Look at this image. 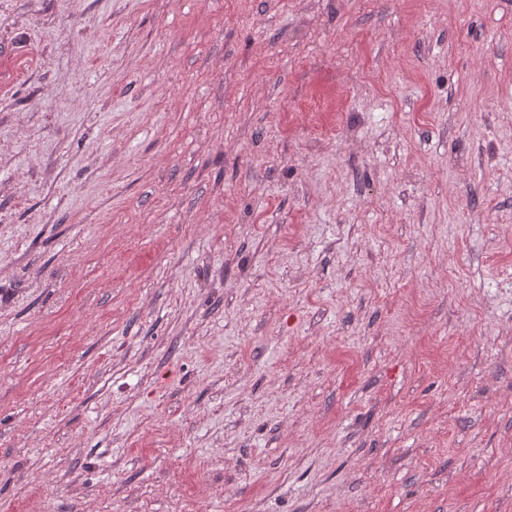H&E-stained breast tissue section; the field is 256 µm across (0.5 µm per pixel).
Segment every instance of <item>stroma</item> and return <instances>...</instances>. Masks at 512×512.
I'll return each instance as SVG.
<instances>
[{"mask_svg":"<svg viewBox=\"0 0 512 512\" xmlns=\"http://www.w3.org/2000/svg\"><path fill=\"white\" fill-rule=\"evenodd\" d=\"M0 512H512V0H0Z\"/></svg>","mask_w":512,"mask_h":512,"instance_id":"35a3bbf8","label":"stroma"}]
</instances>
